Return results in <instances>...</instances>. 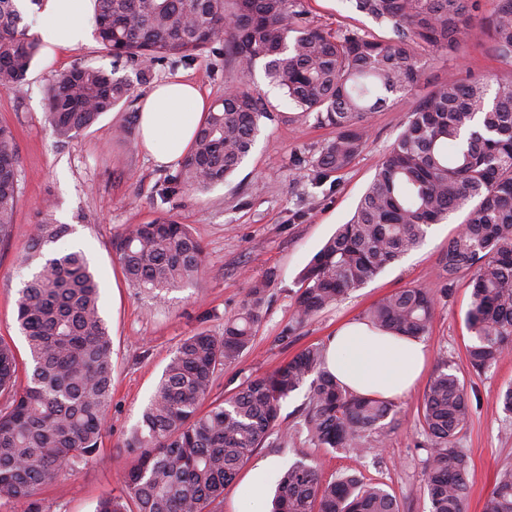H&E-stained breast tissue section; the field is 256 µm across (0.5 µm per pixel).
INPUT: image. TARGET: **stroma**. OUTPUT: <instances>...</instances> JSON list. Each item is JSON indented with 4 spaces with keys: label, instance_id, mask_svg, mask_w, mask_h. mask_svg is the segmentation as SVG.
Segmentation results:
<instances>
[{
    "label": "stroma",
    "instance_id": "stroma-1",
    "mask_svg": "<svg viewBox=\"0 0 512 512\" xmlns=\"http://www.w3.org/2000/svg\"><path fill=\"white\" fill-rule=\"evenodd\" d=\"M304 6L312 24L322 29H355L376 39L389 35L388 29L357 12L351 0H304ZM424 59L421 84L390 96L384 108L370 114L369 137L362 152L345 170L321 182L314 181L307 161L335 136V129L319 124L315 116L301 115L269 83L262 66L243 74L221 42L188 64H157L155 80L183 76L211 101L222 96L226 87L246 83L269 111L244 162L226 182L165 199L158 189L165 177L175 174V167H156L137 138L124 142L108 138L109 129L137 110L147 88L134 67L114 64L97 37L52 58L39 55L21 87L0 89V125L8 126L15 136L21 187L12 235L0 241V341L14 349L19 362H27L16 300L37 269L36 262L26 258L29 233L48 199L54 202L57 223L69 225L71 232L43 254L75 249L86 253L100 283L101 312L112 338L108 432L96 459L73 467L40 490L45 512H94L101 497L120 492L122 468L131 461L122 444L140 420L174 351L184 339L202 331L223 335L225 320L245 303L253 280L269 273L274 276L255 340L236 362L216 373L211 399H224L246 380L273 371L309 345L327 344L338 324L363 317L384 296L408 287L436 286L440 257L464 220V212L432 225L418 248L335 307L302 323L296 319L295 295L302 269L337 226L350 219L419 100L451 76L481 81L512 76V61L496 55L487 28L477 23L462 36L454 53H428ZM81 64L115 69L130 82V99L124 108L103 116L99 126L60 143L46 121V89L53 75ZM160 214L188 225L204 248V258L193 283L155 299L129 286L112 241L127 225L144 224ZM469 282V274H462L448 299L438 302L425 338L429 349L425 375L413 391L395 399L398 424L384 445L363 459L314 447L301 437L257 449L236 482L225 489L222 512H269L270 490L288 465L300 458L316 466L322 480L355 469L383 483L395 496L399 512H429L422 483L424 453L417 448L420 405L431 376L444 360L464 380L472 403L460 446L469 457L468 512H482L498 465L512 462V420L496 407L500 389L512 382V357L482 374L470 369L466 358L472 340L467 327ZM255 477L266 490L259 498L243 492Z\"/></svg>",
    "mask_w": 512,
    "mask_h": 512
}]
</instances>
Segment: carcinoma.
Listing matches in <instances>:
<instances>
[{"label":"carcinoma","mask_w":512,"mask_h":512,"mask_svg":"<svg viewBox=\"0 0 512 512\" xmlns=\"http://www.w3.org/2000/svg\"><path fill=\"white\" fill-rule=\"evenodd\" d=\"M496 53L512 59V0H355V9L390 29L385 40L353 30L332 34L312 25L303 0H97V33L115 60L153 78L155 65L192 61L224 33L238 65L262 63L269 82L316 120L336 129L308 165L325 178L361 153L370 113L389 95L421 82L423 53L451 52L482 2ZM40 51L18 0H0V88L27 78ZM487 84L454 77L424 97L391 145L349 221L313 256L300 276L297 320L328 309L417 248L429 226L468 207L440 259L439 286L403 288L366 313L372 325L407 339L429 334L441 298L461 274L475 270L466 347L472 370L484 373L512 355V78ZM130 97L115 71L77 65L47 87L46 120L67 142ZM267 115L262 99L239 85L218 98L180 170L162 196L206 190L241 165ZM19 198L13 132L0 126V241L8 238ZM44 202L29 249L42 253L69 231ZM125 278L156 297L194 281L203 246L186 224L158 216L128 226L113 240ZM271 283L253 281L250 299L224 323V335L199 332L177 347L131 431L134 460L120 494L95 512H220L224 490L251 454L272 436L306 434L317 448L365 458L397 420L389 400L348 392L326 368L325 348L311 345L233 395L209 401L216 368L251 347ZM17 322L32 365L17 386L18 361L0 342V504L44 512L38 491L99 449L112 400V340L99 308V284L81 251L48 257L18 292ZM307 387L297 428L283 426L282 403ZM208 409H203V406ZM465 384L444 361L422 404V482L430 512H466L468 458L459 436L470 418ZM272 512H399L379 483L343 473L321 480L297 460L279 478ZM484 512H512V463L496 474Z\"/></svg>","instance_id":"cac0c4a2"}]
</instances>
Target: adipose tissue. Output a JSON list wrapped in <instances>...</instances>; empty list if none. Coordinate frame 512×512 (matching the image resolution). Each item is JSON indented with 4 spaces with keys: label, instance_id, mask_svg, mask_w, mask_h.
Segmentation results:
<instances>
[{
    "label": "adipose tissue",
    "instance_id": "ef3b65f1",
    "mask_svg": "<svg viewBox=\"0 0 512 512\" xmlns=\"http://www.w3.org/2000/svg\"><path fill=\"white\" fill-rule=\"evenodd\" d=\"M96 0H42L37 33L47 54L85 43L93 30ZM209 101L181 78L152 87L139 101V146L161 166L181 162L204 121ZM327 368L349 391L385 400L409 392L425 363L426 346L372 328L342 323L327 342Z\"/></svg>",
    "mask_w": 512,
    "mask_h": 512
}]
</instances>
